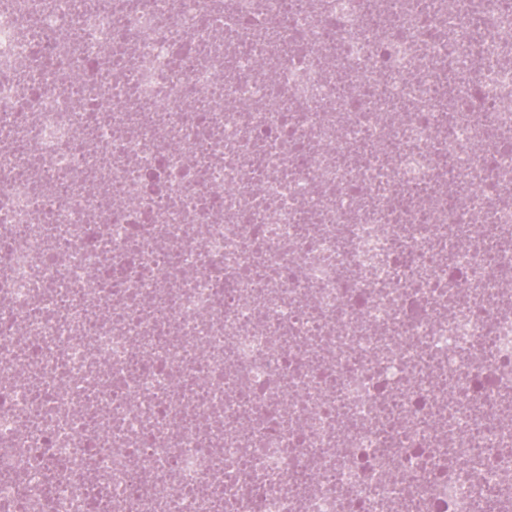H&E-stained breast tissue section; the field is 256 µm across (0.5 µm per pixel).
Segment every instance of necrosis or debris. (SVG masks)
<instances>
[{"label":"necrosis or debris","mask_w":512,"mask_h":512,"mask_svg":"<svg viewBox=\"0 0 512 512\" xmlns=\"http://www.w3.org/2000/svg\"><path fill=\"white\" fill-rule=\"evenodd\" d=\"M0 0V512L512 497V0Z\"/></svg>","instance_id":"1"}]
</instances>
